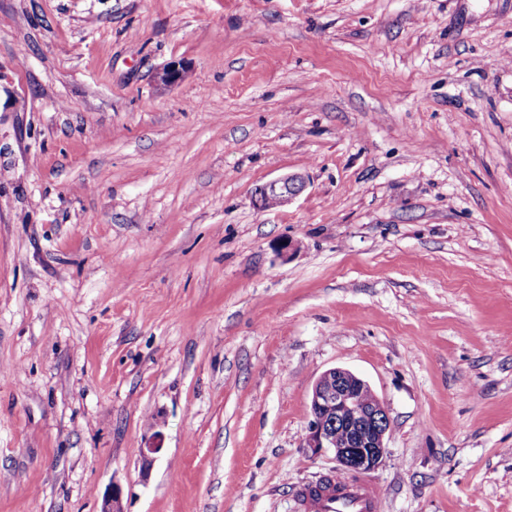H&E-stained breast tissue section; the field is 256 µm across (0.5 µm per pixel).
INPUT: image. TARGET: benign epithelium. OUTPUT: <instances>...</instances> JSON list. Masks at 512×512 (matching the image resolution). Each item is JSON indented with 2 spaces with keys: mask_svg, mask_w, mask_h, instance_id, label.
<instances>
[{
  "mask_svg": "<svg viewBox=\"0 0 512 512\" xmlns=\"http://www.w3.org/2000/svg\"><path fill=\"white\" fill-rule=\"evenodd\" d=\"M305 187L304 178L293 174L276 179L257 190L256 203L269 199L281 206ZM304 447L312 454L330 451L337 470L365 476L376 470L387 454L391 420L372 386L354 372L333 367L316 381L310 399ZM121 488L112 484L103 495L101 512H123Z\"/></svg>",
  "mask_w": 512,
  "mask_h": 512,
  "instance_id": "benign-epithelium-1",
  "label": "benign epithelium"
}]
</instances>
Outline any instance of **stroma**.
I'll use <instances>...</instances> for the list:
<instances>
[{
  "label": "stroma",
  "instance_id": "1",
  "mask_svg": "<svg viewBox=\"0 0 512 512\" xmlns=\"http://www.w3.org/2000/svg\"><path fill=\"white\" fill-rule=\"evenodd\" d=\"M337 366L512 512V0H0V512H297ZM304 183V178L297 174L287 175L271 181L257 190L256 203L259 207H265L266 201L273 198L275 205H284L303 190Z\"/></svg>",
  "mask_w": 512,
  "mask_h": 512
}]
</instances>
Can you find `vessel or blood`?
Here are the masks:
<instances>
[{"label":"vessel or blood","mask_w":512,"mask_h":512,"mask_svg":"<svg viewBox=\"0 0 512 512\" xmlns=\"http://www.w3.org/2000/svg\"><path fill=\"white\" fill-rule=\"evenodd\" d=\"M379 501L376 486L336 475L324 482L316 480L304 485L298 505L301 512H379Z\"/></svg>","instance_id":"b4317fda"}]
</instances>
